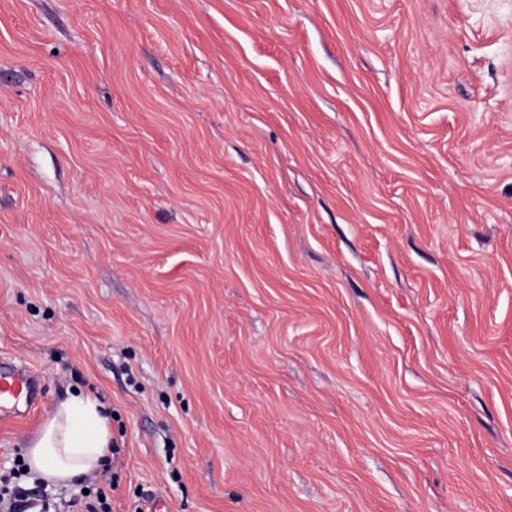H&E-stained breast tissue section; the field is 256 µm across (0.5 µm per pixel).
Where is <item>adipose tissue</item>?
Returning <instances> with one entry per match:
<instances>
[{
    "label": "adipose tissue",
    "instance_id": "adipose-tissue-1",
    "mask_svg": "<svg viewBox=\"0 0 512 512\" xmlns=\"http://www.w3.org/2000/svg\"><path fill=\"white\" fill-rule=\"evenodd\" d=\"M110 411L100 398L74 390L55 406L27 445L28 467L48 484L67 487L106 466Z\"/></svg>",
    "mask_w": 512,
    "mask_h": 512
}]
</instances>
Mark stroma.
Here are the masks:
<instances>
[{
	"label": "stroma",
	"instance_id": "1",
	"mask_svg": "<svg viewBox=\"0 0 512 512\" xmlns=\"http://www.w3.org/2000/svg\"><path fill=\"white\" fill-rule=\"evenodd\" d=\"M1 368L28 512H512V0H0ZM35 394L34 380L27 374L0 372V408L10 404L17 406L23 400L32 405ZM110 411L80 389L67 392L27 445L28 467L50 485L68 487L106 466L112 448Z\"/></svg>",
	"mask_w": 512,
	"mask_h": 512
}]
</instances>
